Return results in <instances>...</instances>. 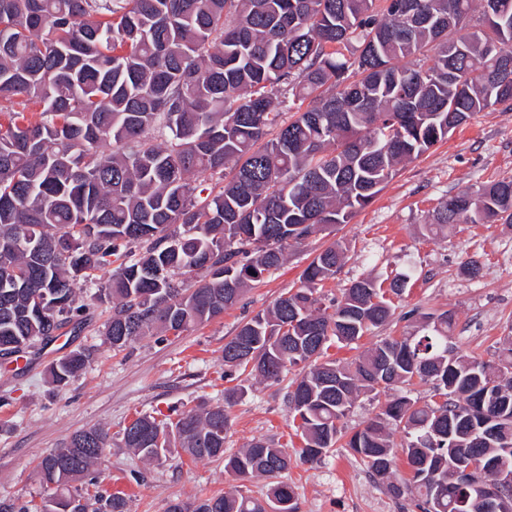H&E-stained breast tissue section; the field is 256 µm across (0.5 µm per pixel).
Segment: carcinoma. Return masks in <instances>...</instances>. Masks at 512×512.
<instances>
[{
    "instance_id": "obj_1",
    "label": "carcinoma",
    "mask_w": 512,
    "mask_h": 512,
    "mask_svg": "<svg viewBox=\"0 0 512 512\" xmlns=\"http://www.w3.org/2000/svg\"><path fill=\"white\" fill-rule=\"evenodd\" d=\"M0 0V355L46 347L81 328L75 281L110 272L105 341L180 333L237 304L286 251L316 230L346 224L398 166L448 138L474 114L512 110V0ZM297 113L273 138L280 111ZM231 178L216 194L209 178ZM503 221L512 227V178L448 197L426 230ZM345 248L319 252L299 288L224 343V377L278 382L288 393L299 459L320 462L344 437L357 398L379 388L430 385L420 405L389 400L346 447L395 499L419 512H485L458 482L470 457L507 464L512 449V330L492 364L449 343L454 314L420 325L352 361L327 355L392 315L389 287L367 276L322 299ZM205 272L199 285L180 278ZM92 359L72 351L50 366L65 385ZM224 390L174 421L136 417L124 447L157 460L178 446L194 460L268 480L265 497L239 490L167 512H299L281 480L288 449L255 439L226 457ZM403 434L401 443L395 433ZM108 433L73 434L39 462L53 490L42 506L0 512H87L66 492L89 476ZM410 476L395 477L398 456ZM94 512H127L125 497L94 495Z\"/></svg>"
}]
</instances>
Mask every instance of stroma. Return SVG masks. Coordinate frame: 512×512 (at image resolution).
Here are the masks:
<instances>
[{"mask_svg":"<svg viewBox=\"0 0 512 512\" xmlns=\"http://www.w3.org/2000/svg\"><path fill=\"white\" fill-rule=\"evenodd\" d=\"M512 177V111L477 113L448 139L401 167L386 188L346 224L312 234L288 250L277 270L265 275L245 299L224 315L180 334L150 335L115 351L105 342L112 305L97 300L93 284L75 285L85 306L80 332L32 350L26 361L0 358V503L41 504L45 487L40 459L76 432L105 428L109 446L92 469L100 491L122 493L128 512H166L175 499L192 502L237 487L265 497L267 482H239L220 459L191 461L182 449L146 461L124 448L121 432L137 416L164 419L173 411L223 402L231 380L224 376L225 342L241 321L267 309L298 288L313 257L341 241L347 258L322 293L340 296L351 281L369 275L383 280L409 273L403 294L393 300L390 320L372 329L356 348L331 346V357L351 359L359 351L401 335L410 313L452 311L457 352L484 361L512 329V228L501 223L456 224L441 236L425 224L449 196ZM480 264V276L463 273ZM90 349L87 367L67 385L53 383L49 365L69 352ZM287 381H254L251 391L229 409L231 428L224 446L234 453L251 440L270 439L288 450L301 448L292 423ZM284 481L298 494L300 512H415L373 481L351 451L338 446L321 463L294 461Z\"/></svg>","mask_w":512,"mask_h":512,"instance_id":"obj_1","label":"stroma"}]
</instances>
